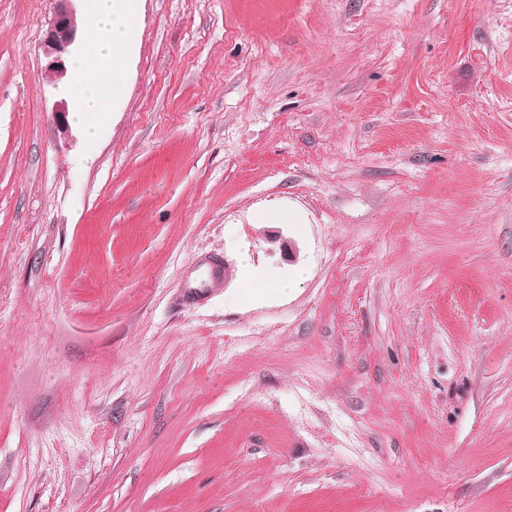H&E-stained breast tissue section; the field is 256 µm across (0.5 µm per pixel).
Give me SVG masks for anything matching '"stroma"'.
I'll return each instance as SVG.
<instances>
[{
    "label": "stroma",
    "mask_w": 512,
    "mask_h": 512,
    "mask_svg": "<svg viewBox=\"0 0 512 512\" xmlns=\"http://www.w3.org/2000/svg\"><path fill=\"white\" fill-rule=\"evenodd\" d=\"M52 10L0 0V512H512V0H143L92 142ZM53 1L56 8L46 31L44 51L48 58L47 68L54 77H63L67 73L66 61L77 40V25L70 6V2L76 0Z\"/></svg>",
    "instance_id": "35a3bbf8"
}]
</instances>
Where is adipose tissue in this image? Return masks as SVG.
<instances>
[{"instance_id": "1", "label": "adipose tissue", "mask_w": 512, "mask_h": 512, "mask_svg": "<svg viewBox=\"0 0 512 512\" xmlns=\"http://www.w3.org/2000/svg\"><path fill=\"white\" fill-rule=\"evenodd\" d=\"M88 39L75 63L80 107L74 119L96 137L102 113L123 97L121 78L136 43L141 0H90Z\"/></svg>"}]
</instances>
